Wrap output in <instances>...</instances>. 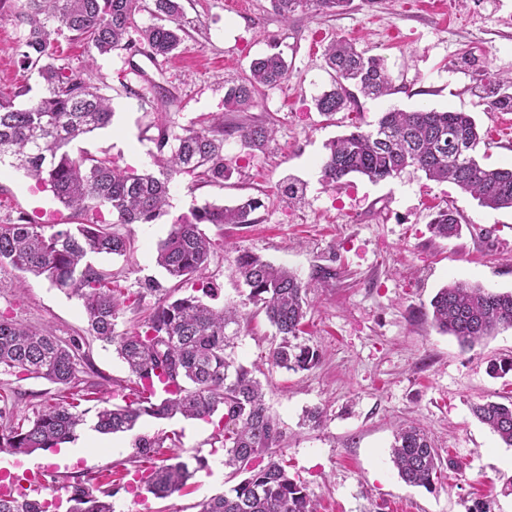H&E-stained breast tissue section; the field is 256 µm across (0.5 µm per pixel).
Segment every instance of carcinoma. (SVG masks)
Here are the masks:
<instances>
[{"label":"carcinoma","mask_w":512,"mask_h":512,"mask_svg":"<svg viewBox=\"0 0 512 512\" xmlns=\"http://www.w3.org/2000/svg\"><path fill=\"white\" fill-rule=\"evenodd\" d=\"M274 12L288 22L298 11L342 10L348 0H270ZM142 0H18L15 19L29 26L21 44L20 62L34 71L44 93L18 108L12 97L0 94V165L22 169L49 188L77 224H43L23 210L0 221V269L15 272L0 290L24 289L26 278L45 277L51 284L82 302L92 335L111 346L129 372L128 393L122 403L101 401L95 428L104 433L131 432L144 417L165 420L181 414L188 419L214 422L216 439L224 448V466L246 477L228 492L200 503L199 512H316L306 486L288 475L281 454L283 430L264 400L262 384L252 370L238 362L229 328L240 325L238 306L212 307L214 288L206 281L214 243L202 229L206 224L257 223L261 203L254 198L233 206L206 204L175 221L159 244L156 263L177 288L195 282L192 294L176 296L159 288H141L137 304L150 306L147 319L121 331L125 293L112 275L87 262L91 255H126L128 235L114 224H153L167 213L170 185L183 174L222 185L224 136L238 135L249 149L262 151L273 140L275 128L266 123L224 126V117L199 128L175 133L165 125L154 138L155 172L138 174L116 167L112 160L86 153L75 155L69 145L112 121L109 98L94 86L89 70L56 64L51 48L53 24L84 41L88 53L107 54L122 45ZM155 22L139 28L142 43L152 56L175 54L186 31L179 0H152ZM327 66L335 73L332 88L316 98V107L331 116L354 102V91L381 97L391 94L393 78L385 60L367 56L342 38L325 48ZM290 77L279 52L251 61L249 74L224 88V106L241 111L268 87ZM489 108L512 110L507 83L488 79ZM481 138L474 118L466 112L390 108L374 128L355 130L326 144L322 181L336 189L353 175L380 182L399 176L406 168L421 170L435 181H450L493 210L512 208V168H488L477 159ZM116 223L100 220L103 211ZM462 215L441 209L429 224L432 237L459 234ZM235 274L247 288L245 302L265 315L279 341L269 350L268 364L286 371L307 370L321 358L319 349L298 342L307 317L310 288L335 278L328 267L314 269L310 281L282 264L248 251L236 257ZM433 323L439 330L470 348L498 329L512 328V291L500 292L480 284L452 281L430 301ZM88 354L82 343H68L49 327H33L0 312V373L19 380L43 378L64 385L68 393L33 417L21 419L0 395V452L30 454L55 448L76 436L101 383L91 379ZM488 372L503 377L512 372V357L489 361ZM473 415L507 448L512 447V399L471 406ZM180 434L139 435L134 447L138 482L156 498L182 491L197 472L207 467L201 456L184 461L168 451L178 447ZM392 462L406 483L430 488L442 460L428 433L414 425L400 429L392 445ZM117 484L90 476L70 485V512H112L110 498ZM51 503L23 492L0 495V512H48Z\"/></svg>","instance_id":"obj_1"}]
</instances>
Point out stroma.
I'll return each instance as SVG.
<instances>
[{"instance_id":"1","label":"stroma","mask_w":512,"mask_h":512,"mask_svg":"<svg viewBox=\"0 0 512 512\" xmlns=\"http://www.w3.org/2000/svg\"><path fill=\"white\" fill-rule=\"evenodd\" d=\"M181 4L187 36L180 51L166 58L150 56L137 40L92 58L68 33L52 34L65 63L89 67L114 110L111 126L87 135L79 149L124 167L123 139L148 154L155 150L159 125L177 132L214 113L234 125L271 122L277 133L262 152L244 147L238 137L226 138L229 176L223 185L178 177L168 214L152 224L126 226L127 255H98L94 266L132 292L148 280L170 287L155 254L176 219L208 202L231 206L260 198L257 223L205 227L220 244L206 271L216 290L213 306L246 296L234 273L241 248L286 264L304 279L317 265L336 271L326 287L309 294L304 339L321 350L319 364L298 373L270 368L275 330L261 314L241 324L232 350L238 362L259 371L266 403L284 432L289 474L307 486L320 512H469L478 501L493 512H512V447L471 411L475 402L512 397V373H487L490 358L512 356V329L464 350L427 314L436 291L453 280L512 291V209L481 207L454 184L431 181L413 168L379 183L354 176L336 191L320 181L326 143L353 126L370 128L391 107L470 113L487 135L484 165L511 167L512 111H491L483 85L489 73L512 78V0H350L343 10L300 12L287 22L270 0ZM13 6L14 0H0V92L24 106L42 87L19 64L27 28L12 17ZM337 38L382 56L393 89L381 98L357 96L355 105L328 117L315 100L332 84L324 50ZM273 49L291 66L288 82L265 89L247 111H225V84L241 80L252 59ZM23 85L30 95H17ZM289 178L303 185L293 203L278 191ZM38 192L23 172L0 175V201L8 206L44 220L62 212L50 197L35 204ZM446 207L460 210L467 224L459 236L432 238L428 226ZM0 311L26 325H49L63 340L86 338L93 369L106 380L102 396L120 402L128 370L111 348L89 339L77 298L31 276L23 291H0ZM61 390L41 378L0 374V394L23 416ZM314 407L324 411L317 428L303 421L305 410ZM409 422L423 426L441 455L459 464L443 470L434 489L407 485L391 461L393 435ZM162 429L181 433L182 458L205 457L207 469L197 472L186 492L165 499L126 484L112 498L114 512H199L202 501L235 485L212 425L179 415L144 419L135 432L121 435L120 447L93 449L74 463L53 462L48 450L0 453V478L41 467L49 480L39 498L54 500L56 512H68V483L90 472L133 468L135 434Z\"/></svg>"}]
</instances>
